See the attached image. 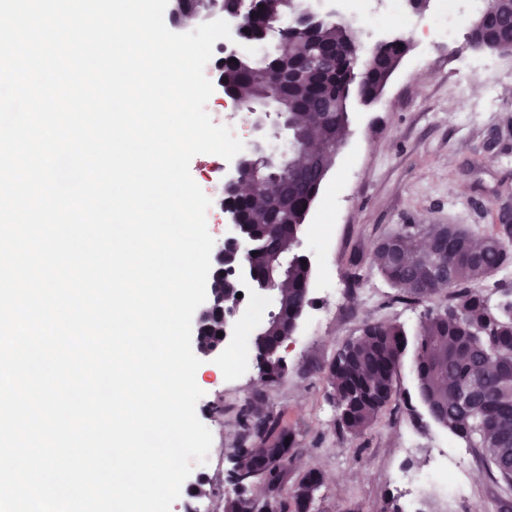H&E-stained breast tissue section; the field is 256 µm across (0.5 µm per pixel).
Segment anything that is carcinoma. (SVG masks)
I'll use <instances>...</instances> for the list:
<instances>
[{"mask_svg": "<svg viewBox=\"0 0 512 512\" xmlns=\"http://www.w3.org/2000/svg\"><path fill=\"white\" fill-rule=\"evenodd\" d=\"M260 5L246 19L245 42L267 38L272 15L283 13L280 0H258ZM497 13L500 34L512 36L505 23L512 19V0H489ZM281 66L305 68L304 56L322 60L323 74L304 78L281 90L279 111L300 139L328 135L340 143L348 125L347 104L352 89L365 101L379 95L383 70L406 54L398 44L372 49L369 59L359 65L356 31L349 24L324 22L312 33L288 29ZM219 78L224 88L237 94L243 111L264 100L272 90V80L260 74L254 58L244 48L237 61L223 62ZM336 100L340 111L325 113L322 124L314 123V110L323 102ZM334 156L325 155L310 163L307 173L288 182V193L273 183L259 197L239 199L235 207L248 226L254 254L249 263L259 280H278L280 316H269L257 329L253 343L259 375L273 386L283 376L285 364L277 343L289 337L295 321L307 303L306 288L310 264L299 253L300 233L321 182L316 168H328ZM428 238L435 247L424 250L420 240ZM288 257V276L279 277L278 257ZM374 262L384 280L403 303L430 300L438 292L452 290L448 304L424 312L416 332L415 367L417 387L423 399L438 411V423L464 439L473 448H482L490 471L512 482V300L509 293L495 307L488 303L479 286L490 276L512 267V224H501L484 234L463 224H401L374 247ZM404 327L396 323L368 322L361 336L336 352L328 367L339 424L353 434L361 433L390 401L396 369L407 349ZM506 368L487 395L471 409L461 407L456 395L469 388L484 369ZM261 450L243 445L234 449L239 480H246L254 468H268L267 485L282 478L290 452L288 434L265 418L252 425ZM311 471L298 484L294 512H305L307 499L320 482Z\"/></svg>", "mask_w": 512, "mask_h": 512, "instance_id": "cac0c4a2", "label": "carcinoma"}]
</instances>
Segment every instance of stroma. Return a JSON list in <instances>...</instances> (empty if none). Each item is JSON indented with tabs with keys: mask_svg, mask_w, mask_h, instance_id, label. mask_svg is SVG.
<instances>
[{
	"mask_svg": "<svg viewBox=\"0 0 512 512\" xmlns=\"http://www.w3.org/2000/svg\"><path fill=\"white\" fill-rule=\"evenodd\" d=\"M409 50L381 96L351 95L344 143L305 221L301 251L311 263L308 302L283 357L285 376L274 386L259 379L249 333L274 311L272 301L248 316L237 340L239 367L224 355L205 358L195 379L203 395L196 415L212 434L208 469L193 468L170 512H191V492L204 486L209 512L236 498L230 455L248 432L247 411L278 420L292 435V460L277 499H292L304 475L322 482L311 512H505L512 484L492 474L485 457L437 425L419 400L414 348H407L394 393L376 420L355 435L337 419L327 376L337 350L360 336L366 321L397 322L415 334L425 304H404L376 270L375 242L401 224H465L487 232L512 202V77L503 78L498 105L483 108V64L500 54L474 50L468 40L405 34ZM471 70L454 84L449 67ZM458 492L410 487L403 475L446 464Z\"/></svg>",
	"mask_w": 512,
	"mask_h": 512,
	"instance_id": "obj_1",
	"label": "stroma"
}]
</instances>
